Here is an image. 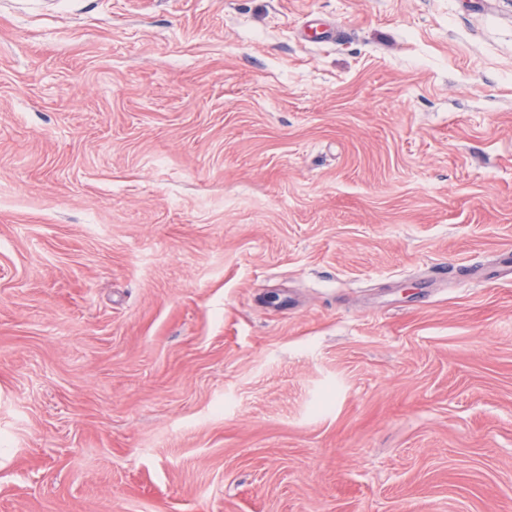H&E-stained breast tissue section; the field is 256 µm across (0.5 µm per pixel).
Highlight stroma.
Here are the masks:
<instances>
[{"label":"stroma","instance_id":"1","mask_svg":"<svg viewBox=\"0 0 512 512\" xmlns=\"http://www.w3.org/2000/svg\"><path fill=\"white\" fill-rule=\"evenodd\" d=\"M509 254L512 0H0V512H512Z\"/></svg>","mask_w":512,"mask_h":512}]
</instances>
